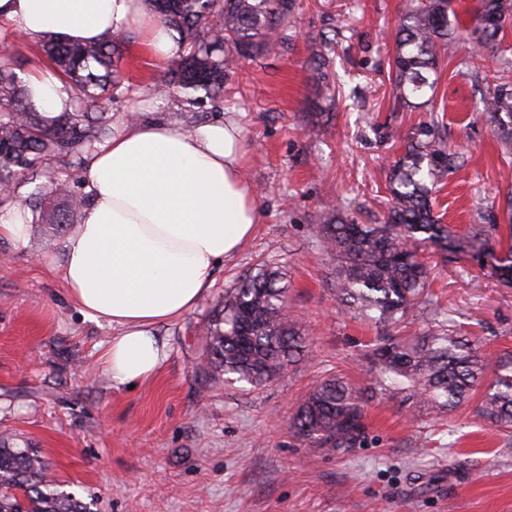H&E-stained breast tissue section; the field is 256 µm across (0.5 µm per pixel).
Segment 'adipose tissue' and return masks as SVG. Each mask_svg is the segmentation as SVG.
Masks as SVG:
<instances>
[{
	"mask_svg": "<svg viewBox=\"0 0 512 512\" xmlns=\"http://www.w3.org/2000/svg\"><path fill=\"white\" fill-rule=\"evenodd\" d=\"M0 20L16 32L95 42L139 29L156 65L179 50L176 32L146 0H0ZM31 103L72 109L51 71L25 80ZM234 119L185 131L176 122L124 121L84 169L89 201L62 245L68 297L89 320L112 327L103 353L118 386L150 378L166 357L157 326L194 308L224 259L255 231L260 207Z\"/></svg>",
	"mask_w": 512,
	"mask_h": 512,
	"instance_id": "1",
	"label": "adipose tissue"
}]
</instances>
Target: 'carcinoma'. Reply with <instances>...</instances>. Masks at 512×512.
<instances>
[{"label": "carcinoma", "mask_w": 512, "mask_h": 512, "mask_svg": "<svg viewBox=\"0 0 512 512\" xmlns=\"http://www.w3.org/2000/svg\"><path fill=\"white\" fill-rule=\"evenodd\" d=\"M456 0H405L396 27L392 61V111L429 104L443 64L463 33L484 49L496 46L512 23V0H476L458 11ZM178 34L180 50L154 84L159 99L193 112L218 103L232 57H263L274 52L293 27L297 0H147ZM126 34L100 42H64L52 35L40 41L54 73L71 94L72 110L51 116L29 101L24 81L0 61V194L14 195L18 174L33 183L43 177L48 156L75 157L112 136V116L102 107L122 84L119 60ZM465 75L485 89V119L512 151V83L492 76L475 62H463ZM318 94L332 92L330 61L309 60ZM464 166L451 151L443 122L433 117L403 138V154L391 165L387 189L391 206L380 224H358L331 207L316 232L332 258V291L354 318L382 330L362 349L373 369L372 387L359 389L342 377L316 384L291 417L289 428L305 448L345 453L365 443V408L374 393H408L424 406L449 413L478 398L479 415L512 437V356L488 357L478 343L461 335L451 310L431 312L418 336L398 331L417 308L415 300L430 274L419 250L435 245L451 252L465 241L484 247L494 238L502 257L493 272L512 286V196L499 214H478L477 223L456 229L440 223L432 195L436 185ZM87 193L62 178L22 201L33 223L75 230ZM281 273L268 265L224 294L205 327L209 371L234 375L257 388L284 373L306 346L305 330L288 310ZM0 512H89L80 500L47 479L46 462L25 445L0 438Z\"/></svg>", "instance_id": "obj_1"}]
</instances>
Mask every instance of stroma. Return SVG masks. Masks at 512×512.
<instances>
[{
  "mask_svg": "<svg viewBox=\"0 0 512 512\" xmlns=\"http://www.w3.org/2000/svg\"><path fill=\"white\" fill-rule=\"evenodd\" d=\"M403 0H299L297 24L261 59H240L224 82L220 112L248 144L261 222L216 271L196 307L158 327L168 357L134 388L115 386L101 356L112 330L70 304L59 269L61 243L26 248L0 241V434L17 435L48 461L61 489L89 512H512V440L476 403L452 415L380 395L367 407L368 441L344 454L301 447L289 419L323 379L356 387L373 374L358 353L375 327L354 319L331 290L334 263L314 231L331 206L357 223H380L387 172L401 135L442 116L467 165L435 195L442 223L471 224L512 195V155L485 121L481 95L458 73L471 40L456 44L429 107H391L389 58ZM332 57L337 98L318 96L307 69ZM125 89L105 101L114 119L177 115L152 96L155 66L137 30L127 32ZM431 269L425 298L454 310L463 333L486 352H512V288L464 254ZM262 264L279 268L289 307L308 333L305 357L265 386L225 381L204 369L203 325L227 289Z\"/></svg>",
  "mask_w": 512,
  "mask_h": 512,
  "instance_id": "obj_1",
  "label": "stroma"
}]
</instances>
